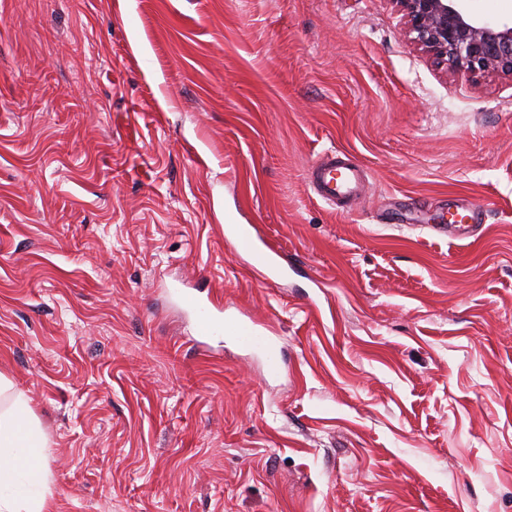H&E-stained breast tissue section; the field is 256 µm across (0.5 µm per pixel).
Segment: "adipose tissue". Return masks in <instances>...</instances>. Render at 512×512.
I'll use <instances>...</instances> for the list:
<instances>
[{
    "label": "adipose tissue",
    "instance_id": "obj_1",
    "mask_svg": "<svg viewBox=\"0 0 512 512\" xmlns=\"http://www.w3.org/2000/svg\"><path fill=\"white\" fill-rule=\"evenodd\" d=\"M43 446L25 399L0 408V512H45L46 496L32 491L46 481L35 465Z\"/></svg>",
    "mask_w": 512,
    "mask_h": 512
}]
</instances>
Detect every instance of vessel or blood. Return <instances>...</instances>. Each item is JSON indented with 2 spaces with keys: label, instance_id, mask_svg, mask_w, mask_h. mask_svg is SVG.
Instances as JSON below:
<instances>
[{
  "label": "vessel or blood",
  "instance_id": "b4317fda",
  "mask_svg": "<svg viewBox=\"0 0 512 512\" xmlns=\"http://www.w3.org/2000/svg\"><path fill=\"white\" fill-rule=\"evenodd\" d=\"M364 173L362 164L348 158H337L335 153L329 152L314 162L309 170V178L317 199L332 205L336 201L358 195ZM476 210L475 204H466L462 208L463 218L448 225H436V232L447 233L449 239L454 241H468L473 233L472 220ZM224 234L235 239L247 256L250 269L263 280L272 281L284 274L285 269L279 254L256 244L248 229L228 224L224 227ZM196 309L200 315L199 335H211L218 330L231 333L242 348L262 352L269 370L279 371L278 342L265 329L260 328L258 323L224 315L222 305L211 300H197Z\"/></svg>",
  "mask_w": 512,
  "mask_h": 512
}]
</instances>
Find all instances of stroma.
I'll return each instance as SVG.
<instances>
[{
    "mask_svg": "<svg viewBox=\"0 0 512 512\" xmlns=\"http://www.w3.org/2000/svg\"><path fill=\"white\" fill-rule=\"evenodd\" d=\"M331 150L368 173L342 210ZM463 198L461 246L429 227ZM175 286L283 371L191 344ZM0 374L47 512H512V78L390 0H0ZM343 158H336V156ZM364 166L352 161L344 153H325L314 162L309 178L317 199L329 205L357 196L364 181ZM225 237H233L243 253L248 257L250 269L263 280L274 281L283 275L285 269L280 261V255L263 243L259 246L253 240L248 229L236 224H228L224 227ZM196 310L199 312L200 321L199 336L214 335L217 330H224L233 334L243 349H252L262 352L266 357L269 370L280 371V363L277 355L278 340L267 333L266 328H259V324L247 322L237 317L224 316L223 306L208 298L196 300Z\"/></svg>",
    "mask_w": 512,
    "mask_h": 512,
    "instance_id": "1",
    "label": "stroma"
}]
</instances>
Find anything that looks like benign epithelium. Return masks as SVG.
<instances>
[{
	"label": "benign epithelium",
	"mask_w": 512,
	"mask_h": 512,
	"mask_svg": "<svg viewBox=\"0 0 512 512\" xmlns=\"http://www.w3.org/2000/svg\"><path fill=\"white\" fill-rule=\"evenodd\" d=\"M466 0H391L410 41L455 74L512 77V24L473 18Z\"/></svg>",
	"instance_id": "obj_1"
}]
</instances>
